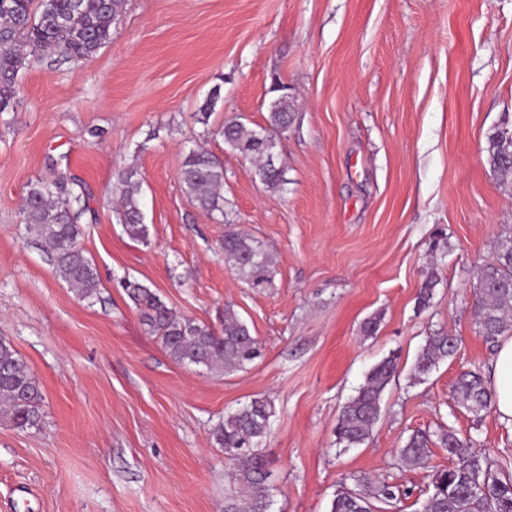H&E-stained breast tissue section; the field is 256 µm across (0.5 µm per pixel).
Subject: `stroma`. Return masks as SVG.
<instances>
[{
    "label": "stroma",
    "instance_id": "obj_1",
    "mask_svg": "<svg viewBox=\"0 0 512 512\" xmlns=\"http://www.w3.org/2000/svg\"><path fill=\"white\" fill-rule=\"evenodd\" d=\"M294 118L277 147L285 184L266 190L217 129L266 125L274 84ZM220 97L208 124L199 111ZM512 119V0H125L89 60L31 59L0 112V336L44 397L39 429L0 416V512H224L230 464L212 429L252 399L274 403L264 455L270 512H329L362 480L405 494L376 512H419L433 470L398 450L416 430L472 437L512 474V422L475 417L451 386L491 377L476 331L477 272L512 230V178L490 172L487 133ZM224 164V211L183 192L186 154ZM137 167L147 242L118 218L115 174ZM64 179L85 210L98 271L81 299L23 222L31 182ZM276 258L254 290L224 262L230 227ZM429 307L418 303L428 273ZM139 281L181 317L222 330L233 309L262 345L245 369L174 361L122 287ZM378 318L374 335L361 326ZM456 353L411 379L426 337ZM397 353L364 444L336 440L343 404Z\"/></svg>",
    "mask_w": 512,
    "mask_h": 512
}]
</instances>
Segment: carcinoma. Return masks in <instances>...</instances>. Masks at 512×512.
I'll list each match as a JSON object with an SVG mask.
<instances>
[{
  "instance_id": "obj_1",
  "label": "carcinoma",
  "mask_w": 512,
  "mask_h": 512,
  "mask_svg": "<svg viewBox=\"0 0 512 512\" xmlns=\"http://www.w3.org/2000/svg\"><path fill=\"white\" fill-rule=\"evenodd\" d=\"M123 0H0V104L13 102L19 72L30 58L55 54L67 61L87 60L112 39V28L122 13ZM270 106L268 127L252 130L236 119H227L219 134L224 144L255 163V175L270 190L283 184V169L277 165L278 136L293 119L294 100L286 86ZM486 162L496 174H512V124L503 122L487 134ZM183 191L207 213L223 211L224 164L212 154L192 149L186 155L180 176ZM120 221L133 239L148 237L141 209L138 170L119 172ZM84 211L81 197L64 183L38 180L25 197L23 220L34 233L54 268L73 285L81 298L97 296L100 279L92 261L80 246L78 220ZM224 262L250 287L261 290L273 283L275 261L267 246L238 230L224 234ZM128 297L138 307L142 320L158 337L165 351L179 363L226 372L242 369L260 355V345L247 324L232 313L216 333L207 324L177 316L149 287L136 280L123 282ZM476 325L489 341L512 330V233L498 238L492 259L477 273L474 289ZM457 348V339L442 331L426 337L417 357L414 377L428 375ZM397 356L375 364L364 383L342 407L336 436L346 448L356 447L372 434L381 415V401L392 382ZM458 402L479 417L493 409V392L481 373L466 371L453 386ZM42 391L27 364L10 340L0 336V404L12 423L29 429L41 422ZM274 404L257 398L224 417L212 439L224 449L233 465L231 481L239 491L224 500V512H270L272 488L262 446L269 435ZM440 443L455 459L448 469L432 474V492L421 512H512V476L502 475L495 462L473 447L470 438H460L449 429L436 435L410 434L401 446L402 461L424 465L431 446ZM400 498L399 487L385 482L364 481L362 488L339 491L329 512H373L372 501L391 504Z\"/></svg>"
}]
</instances>
